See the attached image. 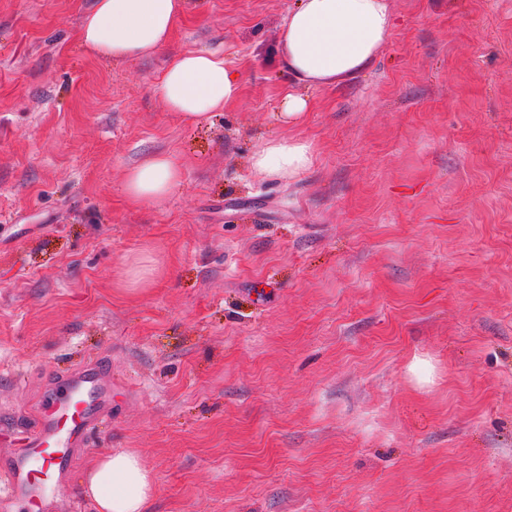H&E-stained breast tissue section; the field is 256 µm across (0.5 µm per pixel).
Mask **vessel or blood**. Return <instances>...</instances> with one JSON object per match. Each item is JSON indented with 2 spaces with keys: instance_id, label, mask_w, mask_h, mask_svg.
<instances>
[{
  "instance_id": "1",
  "label": "vessel or blood",
  "mask_w": 512,
  "mask_h": 512,
  "mask_svg": "<svg viewBox=\"0 0 512 512\" xmlns=\"http://www.w3.org/2000/svg\"><path fill=\"white\" fill-rule=\"evenodd\" d=\"M111 381L74 371L43 391L33 424L0 458V512H44L56 500L63 473L72 470L93 434L111 418Z\"/></svg>"
}]
</instances>
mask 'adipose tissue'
Masks as SVG:
<instances>
[{"instance_id":"ef3b65f1","label":"adipose tissue","mask_w":512,"mask_h":512,"mask_svg":"<svg viewBox=\"0 0 512 512\" xmlns=\"http://www.w3.org/2000/svg\"><path fill=\"white\" fill-rule=\"evenodd\" d=\"M184 0H94L79 33L81 46L104 60L138 58L165 48ZM394 27L389 0H300L281 29V64L293 81L311 87L355 77L378 59ZM241 76L213 52L174 57L159 89L169 111L198 120L223 110L240 90ZM306 143L267 141L252 157L259 173L287 177L307 170ZM181 168L169 155L153 156L127 171L126 197L134 203H164L181 182ZM84 490L96 512H147L154 481L139 455L113 453L89 467Z\"/></svg>"}]
</instances>
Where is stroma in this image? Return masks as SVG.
Instances as JSON below:
<instances>
[{"mask_svg":"<svg viewBox=\"0 0 512 512\" xmlns=\"http://www.w3.org/2000/svg\"><path fill=\"white\" fill-rule=\"evenodd\" d=\"M297 2L186 0L110 61L93 0H0V454L48 377L108 361L82 512L119 451L150 512H512V0H390L373 66L319 88L279 63ZM201 50L242 87L188 121L159 80ZM281 137L311 167L257 173ZM154 155L180 187L130 202ZM181 168L169 155L153 156L127 171L124 192L133 203L160 205L181 182Z\"/></svg>","mask_w":512,"mask_h":512,"instance_id":"1","label":"stroma"}]
</instances>
